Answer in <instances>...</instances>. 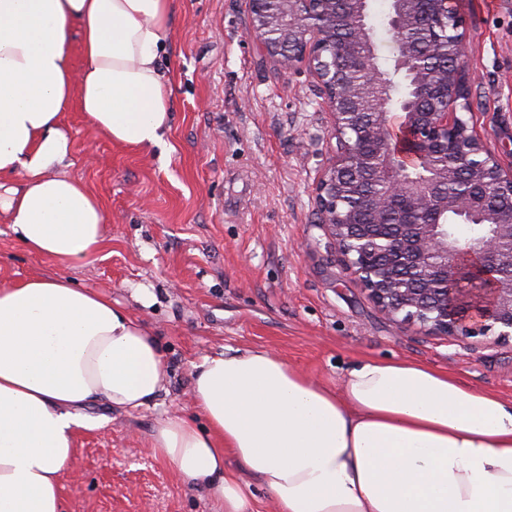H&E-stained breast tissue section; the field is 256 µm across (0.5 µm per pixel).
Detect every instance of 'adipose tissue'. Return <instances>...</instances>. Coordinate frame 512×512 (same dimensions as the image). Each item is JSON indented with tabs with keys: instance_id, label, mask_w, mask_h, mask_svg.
Instances as JSON below:
<instances>
[{
	"instance_id": "adipose-tissue-1",
	"label": "adipose tissue",
	"mask_w": 512,
	"mask_h": 512,
	"mask_svg": "<svg viewBox=\"0 0 512 512\" xmlns=\"http://www.w3.org/2000/svg\"><path fill=\"white\" fill-rule=\"evenodd\" d=\"M172 14L173 0H0V223L29 253L74 267L105 242L101 203L68 172L70 105L111 142L166 149ZM166 373L120 302L64 276L0 283V512H65L86 408L150 407ZM190 396L194 417L159 418L150 448L219 512H256L246 473L277 512H512V404L427 364L361 358L335 386L225 347Z\"/></svg>"
}]
</instances>
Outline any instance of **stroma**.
<instances>
[{"label":"stroma","mask_w":512,"mask_h":512,"mask_svg":"<svg viewBox=\"0 0 512 512\" xmlns=\"http://www.w3.org/2000/svg\"><path fill=\"white\" fill-rule=\"evenodd\" d=\"M459 11L473 76L466 118L512 168V0H460ZM249 29V0H174L167 162L99 136L70 107L69 171L108 218L96 260L60 266L0 224V283L66 276L130 307L164 348L155 407L87 408L98 425L81 430L63 477L67 512H217L153 456L149 438L158 418L188 406L195 364L224 347H264L333 382L361 357L411 359L512 402V341L396 324L344 271L314 202L333 117L308 65L281 69ZM140 285L153 305L132 299Z\"/></svg>","instance_id":"1"}]
</instances>
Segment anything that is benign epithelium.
Wrapping results in <instances>:
<instances>
[{
	"label": "benign epithelium",
	"instance_id": "obj_1",
	"mask_svg": "<svg viewBox=\"0 0 512 512\" xmlns=\"http://www.w3.org/2000/svg\"><path fill=\"white\" fill-rule=\"evenodd\" d=\"M250 11V34L281 68L308 63L334 117L335 146L316 184L315 204L318 224L336 241L344 270L395 323L414 324L431 336L511 341L512 210L487 215L485 231L463 245L446 224L410 220L417 211L437 218L450 209L473 207L470 188L454 197L437 191L457 169L480 180L487 195L512 184V172L459 116L469 111L464 65L442 74L402 45L398 65L410 69L418 101L425 102L410 103L398 115V123L413 135L417 156L428 162L424 175L410 176L392 149L391 113H375L364 127L349 109L381 76L367 68L363 85L340 79L336 64L354 68L363 57L332 37L336 19L326 0H250ZM421 15L430 40L452 38L462 57L463 19L452 0H393L390 25L402 32ZM469 271L491 283L489 293L457 287Z\"/></svg>",
	"mask_w": 512,
	"mask_h": 512
}]
</instances>
